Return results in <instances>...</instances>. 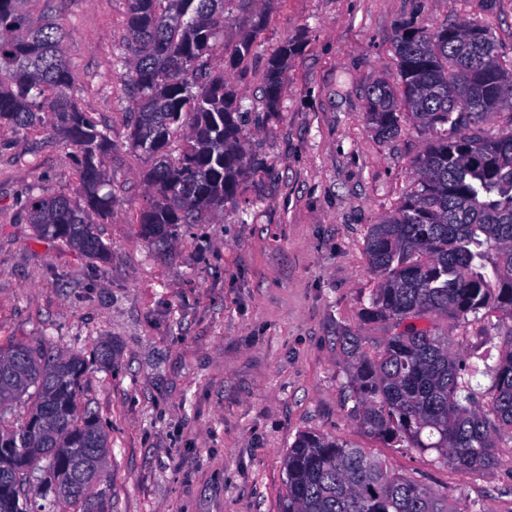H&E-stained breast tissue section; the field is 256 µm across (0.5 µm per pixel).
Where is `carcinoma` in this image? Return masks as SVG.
<instances>
[{
    "mask_svg": "<svg viewBox=\"0 0 512 512\" xmlns=\"http://www.w3.org/2000/svg\"><path fill=\"white\" fill-rule=\"evenodd\" d=\"M236 1L127 0L125 42L111 67L133 105L131 143L151 162L137 217L148 240L167 244L180 225L224 209L252 166L244 133L260 115L243 111L224 69L247 62L253 41L213 63ZM28 2L0 0V127L57 132L73 147L75 196L33 192L25 209L38 237L100 260L107 247L96 225L119 202L104 169L112 139L70 95L62 30L32 17ZM395 47L398 78L366 90V122L390 139L409 117L434 138L414 162L410 191L365 237L376 284L360 317L385 322L388 336L374 349L360 336L338 337L350 416L393 448L434 451L465 473L489 470L499 442L512 443V131L488 135L479 124L512 109V58L499 53L488 21L409 22ZM294 51L287 41L267 58L269 113L278 111ZM472 324L503 335L461 353L457 332ZM112 355V341L95 344L100 367ZM87 370L81 354L0 345V512H54L58 501L69 512H109L97 485L111 441L81 407ZM22 399L31 409L14 426L5 409ZM284 471L281 512H455L366 449L312 431L295 437ZM36 481L40 502L30 496Z\"/></svg>",
    "mask_w": 512,
    "mask_h": 512,
    "instance_id": "carcinoma-1",
    "label": "carcinoma"
}]
</instances>
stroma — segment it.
Returning a JSON list of instances; mask_svg holds the SVG:
<instances>
[{
  "label": "stroma",
  "mask_w": 512,
  "mask_h": 512,
  "mask_svg": "<svg viewBox=\"0 0 512 512\" xmlns=\"http://www.w3.org/2000/svg\"><path fill=\"white\" fill-rule=\"evenodd\" d=\"M28 9L65 33L70 93L110 131L105 166L119 202L99 227L106 260L37 239L26 198L35 186L74 192L73 149L46 133L0 131V343L87 354L112 340L111 368L90 365L82 395L111 438V512H280L283 462L302 431L368 449L456 512H512V444L501 443L497 468L470 473L389 447L349 417L337 343L347 331L372 347L386 334L360 320L376 283L365 237L410 189L428 142L409 121L381 139L364 117L365 90L397 76L396 29L488 21L512 58V0L231 5L216 56L245 35L243 15L266 17L245 74H227L244 108L263 109L269 54L288 40L299 49L279 112L245 133L259 166L223 215L162 249L139 235L149 164L129 143L132 105L110 67L126 0H30Z\"/></svg>",
  "instance_id": "35a3bbf8"
}]
</instances>
